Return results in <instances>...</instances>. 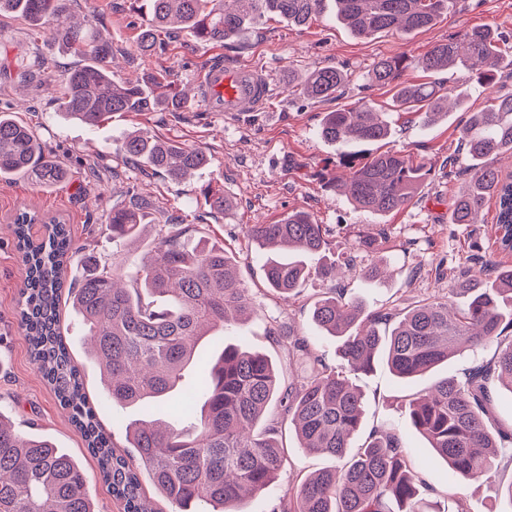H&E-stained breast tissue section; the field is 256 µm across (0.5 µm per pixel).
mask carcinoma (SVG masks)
Here are the masks:
<instances>
[{
    "label": "carcinoma",
    "instance_id": "1",
    "mask_svg": "<svg viewBox=\"0 0 512 512\" xmlns=\"http://www.w3.org/2000/svg\"><path fill=\"white\" fill-rule=\"evenodd\" d=\"M70 0H0L11 12L48 30L50 39L81 58L61 75L62 112L93 127L115 112L174 110L186 95L167 74L118 81L111 70L112 41L71 21ZM454 0H139L145 17L136 37L140 53L151 51L162 32L187 29L198 39L222 42L238 36L266 16L305 27L332 9L357 37L411 33L428 29L452 9ZM501 38L490 26L466 30L460 38L437 43L425 54L382 57L370 73L378 86L396 90L399 105L426 108L425 121L448 111V91L410 83L406 72L425 74L461 67L476 81L490 84L499 72ZM347 73L315 68L297 84L299 95L318 102L337 97ZM320 136L331 143L363 145L382 141L388 126L368 105L325 114ZM460 149L471 175L457 196L450 220L475 224L485 205L495 201L496 244L512 251V180L486 164L493 156L512 155V93L488 100L470 113ZM119 151L129 161L180 181L209 164L201 149L156 139L126 137ZM23 175L44 189L66 179L60 161L45 152L33 130L0 110V177ZM427 175L411 156L387 150L349 166L345 187L352 203L385 215L408 205ZM212 210L224 213L231 199L220 186L203 191ZM42 223L38 241L31 225ZM138 207L112 209L106 228L112 240L141 237ZM15 248L26 278L21 287L17 323L32 360L97 460L102 479L124 502L125 512H157L142 486L147 474L157 495L174 512H237L245 498L266 490L287 458L277 441L278 426L256 431L267 408L277 403L293 427L298 447L341 462L311 472L298 485L288 512H429L421 494L426 486L413 466L414 450L393 426L370 430L356 449L352 441L363 426L364 395L349 379L371 372L379 360L401 380L434 371L460 347L497 345L494 359L464 376H446L411 400L406 413L437 458L460 476L488 480L506 449L512 429L493 431L486 418L493 407L489 384L495 379L512 394V266L490 252L485 265L496 277L483 285L472 279L448 283V296L422 300L392 312L369 309L334 292L317 300L313 321L335 338L341 361L331 368L311 356L304 339L294 340L296 357L312 363L297 381L282 386L283 369L266 354L224 345V325L243 321L253 299L240 278L239 261L224 248L184 238L178 228L159 234L151 251L132 270L107 269L100 258L74 244L69 225L22 211L12 222ZM248 237L261 250L288 252L268 258L266 282L287 298L311 274L336 276V266L311 269L306 257L329 250L324 225L304 211H290L275 224H250ZM78 261L88 272L67 287V271ZM81 321L86 355L96 363L112 402L137 409L140 417L126 428L133 453L101 426L83 389L81 371L61 332V302ZM173 412L188 429L163 426L154 416ZM0 512H95L79 462L41 437L19 434L0 411Z\"/></svg>",
    "mask_w": 512,
    "mask_h": 512
}]
</instances>
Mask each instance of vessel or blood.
Segmentation results:
<instances>
[{
    "label": "vessel or blood",
    "instance_id": "b4317fda",
    "mask_svg": "<svg viewBox=\"0 0 512 512\" xmlns=\"http://www.w3.org/2000/svg\"><path fill=\"white\" fill-rule=\"evenodd\" d=\"M195 84L197 100L214 112L256 109L270 95L267 77L251 66L230 67L213 61L197 75Z\"/></svg>",
    "mask_w": 512,
    "mask_h": 512
}]
</instances>
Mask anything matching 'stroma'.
Wrapping results in <instances>:
<instances>
[{
    "instance_id": "35a3bbf8",
    "label": "stroma",
    "mask_w": 512,
    "mask_h": 512,
    "mask_svg": "<svg viewBox=\"0 0 512 512\" xmlns=\"http://www.w3.org/2000/svg\"><path fill=\"white\" fill-rule=\"evenodd\" d=\"M71 13L84 28L111 39L116 79H136L167 69L179 88L188 91L189 99L177 112H118L95 127L65 120L59 110L60 76L76 65V57L24 18L0 14V106L28 124L45 151L59 158L68 172L66 182L50 191L21 177L0 180V411L12 418L20 432L46 437L81 461L97 512H123L122 503L103 482L97 461L38 373L17 325L25 269L13 244L16 212L28 208L60 218L69 224L77 245L93 249L103 260L129 265L154 246L162 225L180 222L204 231L209 241L222 244L239 258L241 278L255 303L248 320L225 328V343L266 353L285 364L294 356L288 342L294 336L306 339L313 355L325 364L336 365V339L321 335L312 320L315 302L329 289L372 309L400 310L446 295L449 276L484 280L488 275L484 257L496 247L494 205L484 208L480 223L448 221L466 178L449 176L447 159L460 147L468 110H453L436 123H423L419 115L396 106L391 88L370 82V69L382 57L421 56L432 44L474 26L489 25L512 37V0H457L446 18L430 29L409 35L381 33L368 39L353 37L328 12L302 29L276 17L265 18L242 37L221 43L174 29L161 34L159 46L147 55L135 48L141 19L132 11L130 0H72ZM215 59L228 66L262 69L271 80L265 108L233 115L203 109L194 98V78ZM319 67L343 69L348 81L333 100H303L293 87ZM436 79L451 92L466 91L469 109L475 110L495 94L512 90V79L502 75L491 85L479 84L459 70L437 74ZM364 104L384 113L390 135L361 146V154L394 148L428 169L409 205L384 216L356 208L334 187V178L346 172L341 149L318 134L325 112ZM136 129L202 148L210 163L182 181L127 164L119 146ZM211 183L223 186L234 202L232 210L210 211L202 189ZM132 190L147 203L142 212L146 228L140 240L119 243L101 226L112 208L128 205ZM291 210L309 212L323 224L332 243L329 260L350 263L351 269L332 281L309 278L285 302L268 290L265 256L251 245L246 229L251 224L277 223ZM362 235L376 238L374 251L357 249L355 240ZM448 258L454 269L445 276L439 265ZM374 262L385 269L383 280L377 282L362 275ZM62 331L83 371L84 390L102 427L117 442H124V427L135 419V411L105 396L99 368L86 359L83 331L71 310L62 312ZM493 353L490 346L464 351L436 372L408 382L395 377L382 362L373 372L351 378L365 397L366 427L394 425L407 445L415 448V462H427L425 478L432 487L428 498L442 512H454L459 505L465 512H512V502L494 491L495 486L512 484V463L499 465L491 485L452 475L443 461L433 459L404 405L438 378L463 375L489 361ZM279 436L288 461L275 483L247 498L244 512H272L274 506L288 501L300 478L335 464L332 458L299 448L287 425H280Z\"/></svg>"
}]
</instances>
